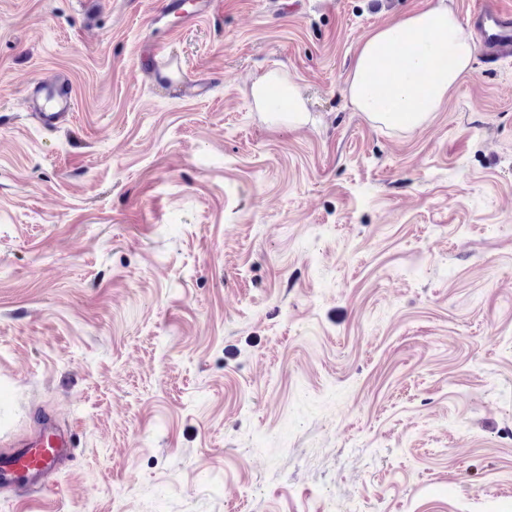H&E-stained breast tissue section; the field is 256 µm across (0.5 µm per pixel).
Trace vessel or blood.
Listing matches in <instances>:
<instances>
[{
  "label": "vessel or blood",
  "instance_id": "1",
  "mask_svg": "<svg viewBox=\"0 0 512 512\" xmlns=\"http://www.w3.org/2000/svg\"><path fill=\"white\" fill-rule=\"evenodd\" d=\"M468 26L486 64L512 56V6L489 0L470 12ZM149 67L156 75L178 80L195 96L206 94L205 83L188 80L185 60L157 50ZM29 101L37 122L49 129L60 128L75 108L72 87L60 75L35 85ZM31 419L28 436L0 449V489L20 495L47 491L49 477L68 468L78 446L76 430L57 414L40 410Z\"/></svg>",
  "mask_w": 512,
  "mask_h": 512
}]
</instances>
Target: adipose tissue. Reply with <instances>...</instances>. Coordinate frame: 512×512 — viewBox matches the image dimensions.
<instances>
[{
    "instance_id": "obj_1",
    "label": "adipose tissue",
    "mask_w": 512,
    "mask_h": 512,
    "mask_svg": "<svg viewBox=\"0 0 512 512\" xmlns=\"http://www.w3.org/2000/svg\"><path fill=\"white\" fill-rule=\"evenodd\" d=\"M474 46L447 0L371 33L348 76L356 111L389 127L414 128L440 111L471 70Z\"/></svg>"
}]
</instances>
